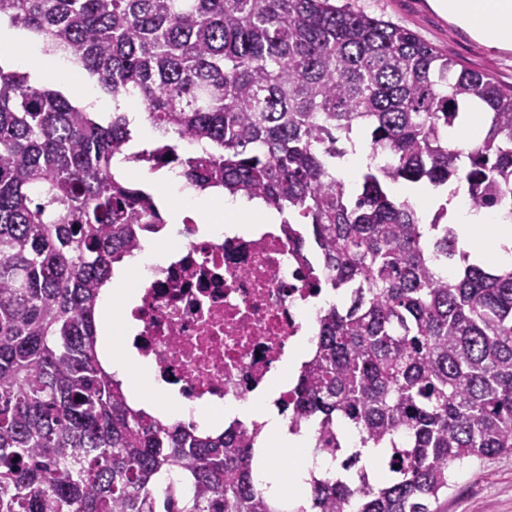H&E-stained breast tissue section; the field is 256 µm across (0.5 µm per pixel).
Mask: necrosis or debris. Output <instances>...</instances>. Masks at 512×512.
Wrapping results in <instances>:
<instances>
[{
    "label": "necrosis or debris",
    "mask_w": 512,
    "mask_h": 512,
    "mask_svg": "<svg viewBox=\"0 0 512 512\" xmlns=\"http://www.w3.org/2000/svg\"><path fill=\"white\" fill-rule=\"evenodd\" d=\"M197 232L184 216L175 260L140 289L134 345L157 382L187 400L249 403L318 320L320 257L301 246L297 224L246 237Z\"/></svg>",
    "instance_id": "4bbe7bcc"
}]
</instances>
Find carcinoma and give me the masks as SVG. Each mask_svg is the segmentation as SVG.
<instances>
[{"mask_svg": "<svg viewBox=\"0 0 512 512\" xmlns=\"http://www.w3.org/2000/svg\"><path fill=\"white\" fill-rule=\"evenodd\" d=\"M2 26L134 94L169 135L146 154L288 212L344 302L322 312L288 405L343 476L275 504L238 423L163 421L102 366L101 290L165 220L112 179L126 114L99 121L0 47V512H435L457 471L512 451V265L469 262L447 208L424 224L391 192L457 182L512 217V86L335 0H0ZM471 103L486 126L464 153L448 130ZM356 130L389 161L348 187L336 160ZM343 423L382 449L381 481Z\"/></svg>", "mask_w": 512, "mask_h": 512, "instance_id": "1", "label": "carcinoma"}]
</instances>
